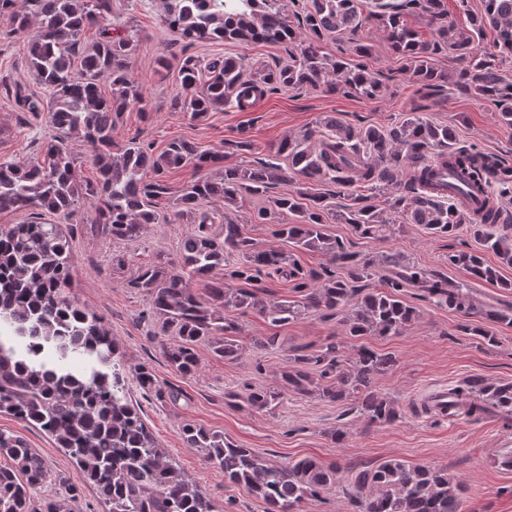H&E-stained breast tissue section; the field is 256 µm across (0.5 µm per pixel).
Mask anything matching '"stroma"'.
I'll return each instance as SVG.
<instances>
[{
    "label": "stroma",
    "mask_w": 512,
    "mask_h": 512,
    "mask_svg": "<svg viewBox=\"0 0 512 512\" xmlns=\"http://www.w3.org/2000/svg\"><path fill=\"white\" fill-rule=\"evenodd\" d=\"M163 0H112V34L139 31L133 57V75L149 97L152 109L143 113L123 112L113 132L115 145L140 140L162 149L170 140L185 138L213 150L247 132L256 155L270 158L287 137L315 125L333 114L347 122L387 125L403 118L418 101L417 87L403 70L397 54L374 27L360 36L373 50L372 66L386 85L377 100H362L341 93L315 90L268 91L254 98L253 105L240 110L236 104L210 113L203 122L190 121L167 108L178 91L174 75L158 67L159 56L172 61L192 57L201 62L232 55L241 58L245 73L258 66L273 68L287 62L288 44L224 42L211 40L187 43L165 22ZM9 15H0V162L27 164L36 160L42 143L52 134L46 111L23 109L14 96L25 89L35 98H46L29 72L20 36L11 34ZM426 117L456 121L460 141L478 149L512 156V127L497 120L493 104L450 91L431 101ZM95 206L85 201L72 217L63 219L72 260L71 297L89 313L103 318L116 341L127 375L148 368L160 386L178 390V400H162L132 386L131 397L155 442L169 454L173 464L195 481L213 501L217 512H265V505L246 489L226 485L221 470L209 466L198 449L182 439V427L194 424L224 434L242 448L254 449L276 463L310 456L324 464L348 470L375 465L389 458L412 464L442 466L457 476L467 489L466 512H512V424L490 414L480 420L464 416L443 419L415 414L412 406L433 391L444 390L473 378L490 382L512 381V325H497V347L481 346L476 337L459 332L457 313L435 306L415 292H406L419 317L406 334L392 338L367 337L366 343L383 352H393L395 366L377 382L378 389L394 397L401 409L399 420L379 427L347 406L317 398L287 397L275 413L254 410L246 400L250 389L276 384L286 350L319 345L329 337H343L340 319L311 317L281 328L280 350H246L236 362L215 359L207 347H199V365L194 375L176 372L165 360L159 345V324L144 294L130 288L139 266L155 261L157 254L175 256L187 224H155L144 237L119 244L104 239L95 222ZM328 230L360 255L398 251L415 264L445 269L450 280L463 283L481 302L512 304V290L468 278L449 266L450 252L477 248L468 225L454 236L437 238L418 224L404 225L401 232L379 240L355 235L350 225L332 224ZM123 263H116V256ZM343 431L335 441L334 430ZM0 431L21 433L30 447L48 462L55 476L81 489L82 512H107L95 489L53 440L38 428L12 416L0 415Z\"/></svg>",
    "instance_id": "35a3bbf8"
}]
</instances>
